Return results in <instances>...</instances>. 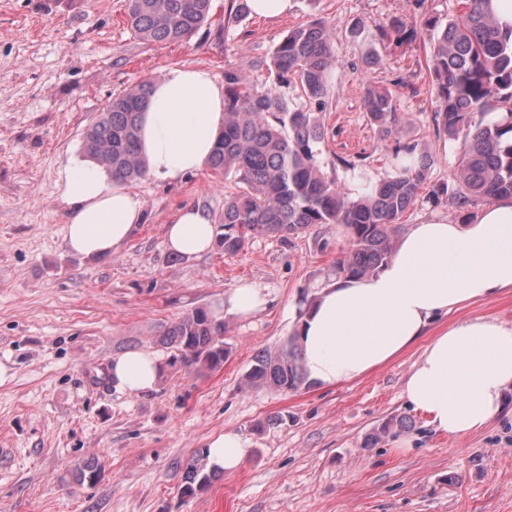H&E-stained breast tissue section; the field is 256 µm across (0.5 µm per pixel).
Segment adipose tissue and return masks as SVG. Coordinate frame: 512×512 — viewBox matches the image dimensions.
I'll return each mask as SVG.
<instances>
[{"instance_id": "adipose-tissue-1", "label": "adipose tissue", "mask_w": 512, "mask_h": 512, "mask_svg": "<svg viewBox=\"0 0 512 512\" xmlns=\"http://www.w3.org/2000/svg\"><path fill=\"white\" fill-rule=\"evenodd\" d=\"M223 125L224 84L216 75L197 67L165 69L140 120L148 176L173 183L202 170ZM58 190L70 211L66 241L75 254H112L143 220L141 197L93 160L69 163ZM165 240L187 258L209 251L211 215L180 209ZM505 289H512V198L485 204L465 223L435 215L411 225L378 272L337 278L304 307L297 343L308 379L327 387L363 377L408 350L438 317ZM162 369L160 357L146 349L125 351L110 366L133 394L152 390ZM511 388L512 328L473 318L430 338L403 394L437 432L466 435L501 412ZM250 453L248 439L228 431L211 440L208 467L232 471Z\"/></svg>"}]
</instances>
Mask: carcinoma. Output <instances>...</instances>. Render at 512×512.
Returning <instances> with one entry per match:
<instances>
[{
  "label": "carcinoma",
  "mask_w": 512,
  "mask_h": 512,
  "mask_svg": "<svg viewBox=\"0 0 512 512\" xmlns=\"http://www.w3.org/2000/svg\"><path fill=\"white\" fill-rule=\"evenodd\" d=\"M483 0H465L464 11L443 20L429 16L437 30L428 70L436 85L439 109L431 120L437 130L459 143L456 183L433 186L428 203L463 208L477 200L512 196V34L502 32L482 8ZM130 29L149 43H179L211 19L212 0H127ZM380 39L401 46L414 29L394 17L378 25ZM336 25L318 19L290 31L263 62L273 74L269 87L255 89L238 70H224V132L207 162L216 173L233 176L236 191L224 196L217 248L238 253L252 233L283 238L313 224H336L348 233L351 248L336 273L366 276L389 259L401 217L420 198L430 176L431 159L403 146L408 164L352 195L326 176L318 163L326 131L320 112L326 108L329 75L337 68L333 52ZM294 82L306 98L303 106L284 98L277 86ZM152 82L142 81L112 97L89 123L82 139L84 155L122 185L143 179L146 167L138 152L140 113ZM369 121L383 137L409 123L390 91L375 86L365 93ZM504 110L498 120L487 115ZM224 319L197 308L172 323L160 342L175 349L180 361L205 374L224 366ZM251 387L293 391L307 384L291 335L273 353L258 352L246 373ZM73 476L90 485L104 477L95 458L73 467ZM215 474L206 471L204 452L189 460L185 490L205 488Z\"/></svg>",
  "instance_id": "obj_1"
}]
</instances>
